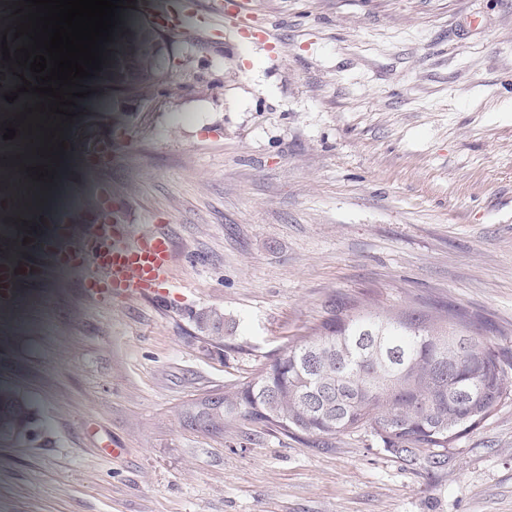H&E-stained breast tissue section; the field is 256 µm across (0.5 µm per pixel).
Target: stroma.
I'll return each instance as SVG.
<instances>
[{"label": "stroma", "instance_id": "1", "mask_svg": "<svg viewBox=\"0 0 512 512\" xmlns=\"http://www.w3.org/2000/svg\"><path fill=\"white\" fill-rule=\"evenodd\" d=\"M162 2L136 0L104 43L116 82ZM252 2L269 44L193 19L155 45L152 99L102 93L71 120L121 132L52 221L85 220L109 185L121 223L171 238L169 303H103L65 271L27 293L29 245L0 254V391L31 411L28 432L0 435V512H512L510 400L439 468L368 428L184 422L336 306L452 309L512 379V0ZM0 217L17 234L28 217L10 173ZM211 308L220 344L193 320Z\"/></svg>", "mask_w": 512, "mask_h": 512}]
</instances>
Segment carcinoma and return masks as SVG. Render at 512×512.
Masks as SVG:
<instances>
[{
    "mask_svg": "<svg viewBox=\"0 0 512 512\" xmlns=\"http://www.w3.org/2000/svg\"><path fill=\"white\" fill-rule=\"evenodd\" d=\"M149 54L130 95L152 97ZM205 338L224 340V314L215 309L194 315ZM464 319L448 310H411L348 315L334 311L311 336L288 346L257 380L220 396L199 398L184 411V421L213 434L224 433V418L244 413L252 421L288 432L335 436L369 427L382 447L404 461L440 467L448 448L483 420L512 391L502 360L482 336L465 333ZM482 361L480 379L470 376ZM486 389L478 409L460 401L448 410V390L465 395ZM28 407L0 394V433H22Z\"/></svg>",
    "mask_w": 512,
    "mask_h": 512,
    "instance_id": "carcinoma-1",
    "label": "carcinoma"
}]
</instances>
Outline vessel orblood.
<instances>
[{
  "instance_id": "obj_1",
  "label": "vessel or blood",
  "mask_w": 512,
  "mask_h": 512,
  "mask_svg": "<svg viewBox=\"0 0 512 512\" xmlns=\"http://www.w3.org/2000/svg\"><path fill=\"white\" fill-rule=\"evenodd\" d=\"M197 0H168L163 10L147 14L145 20L159 31L173 32L183 18L196 14ZM252 14V0H211L207 10L216 36L224 34V19L232 17L240 28H247ZM112 143L93 139L59 155V162L72 168H104L111 166ZM97 207L92 218L82 224L77 244L58 249L56 264L83 276L87 295L104 301L138 297L167 300L172 291L175 259L169 238L157 225L120 224L115 219L116 207L109 186L96 190Z\"/></svg>"
}]
</instances>
